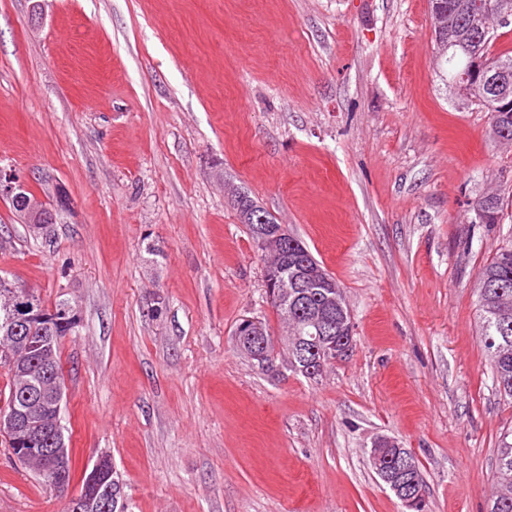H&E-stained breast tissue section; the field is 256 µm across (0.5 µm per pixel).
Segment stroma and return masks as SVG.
Here are the masks:
<instances>
[{"mask_svg":"<svg viewBox=\"0 0 512 512\" xmlns=\"http://www.w3.org/2000/svg\"><path fill=\"white\" fill-rule=\"evenodd\" d=\"M488 125L439 77L428 0H0V168L70 199L36 236L0 196V274L79 307L70 493L106 452L129 512H402L386 435L428 512H484L512 427L474 307L512 240L468 221L512 185ZM231 186L344 290L353 348L318 379L236 346L281 319ZM66 507L0 436V512ZM385 447L395 448V454L397 455L398 460L397 466L401 471L406 472L411 469V462L409 457L402 453L406 451V448H401V446L394 439L386 436H381L374 441L372 448L373 452L370 455V462L372 466L376 469L377 472L383 475L385 480L390 484V490L395 494V496L397 495L402 500L407 511H416V509H418L422 503V508L417 512H424L428 506L426 501L427 485L422 476L418 460L413 457V465L415 474H417L420 478L424 490L420 484L417 485V479H414L411 480L410 483L412 486L417 485V487L416 490L412 493L410 492V489L403 488V485H405L406 477L401 472L387 470L385 468V463H381L382 456L378 449ZM379 473L377 474L381 478ZM424 492L425 498L422 502L421 499L424 497Z\"/></svg>","mask_w":512,"mask_h":512,"instance_id":"obj_1","label":"stroma"}]
</instances>
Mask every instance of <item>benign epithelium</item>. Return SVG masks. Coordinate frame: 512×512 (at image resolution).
I'll list each match as a JSON object with an SVG mask.
<instances>
[{
	"instance_id": "benign-epithelium-1",
	"label": "benign epithelium",
	"mask_w": 512,
	"mask_h": 512,
	"mask_svg": "<svg viewBox=\"0 0 512 512\" xmlns=\"http://www.w3.org/2000/svg\"><path fill=\"white\" fill-rule=\"evenodd\" d=\"M459 10L468 14H490L503 24L512 21V0H463L459 3ZM454 89L461 99L468 102L477 101L480 92H492L496 94V100L501 102V111L512 110V70L490 68L484 58L477 55L471 57L466 73L460 77ZM0 195L21 204L22 216L29 229L36 234L45 232L56 221L55 211L47 208L40 197L28 195L27 187L2 171ZM255 238L267 257L264 278L270 302L286 307L288 300L296 298L295 290L299 288L333 287L330 279L317 269L308 271L301 278L288 275L287 261L282 259L288 254V230L285 225L257 224ZM0 286L7 289V298L13 308L12 329L15 333L10 346L0 348V359L12 364L20 352L29 357L42 354L53 345L54 337L45 335L48 329L57 324L72 332L80 326L77 305L70 303L58 311H47L39 304L32 290L20 288L4 279L0 281ZM310 322L318 328L321 339L325 340L318 359L319 368H324L327 361H335L348 354L353 344V322L349 311L343 308L340 315L333 318L319 309L312 312ZM334 327L343 336L339 343L330 341ZM36 330L39 331L38 336L28 335V332ZM235 335L254 338L267 335V331L259 319L245 316L236 327ZM238 346L241 352L258 364L267 368L273 366L275 354L261 351L246 341L238 342ZM63 396V388L41 383L25 393L22 405L0 413V433L15 438L20 459L39 464L40 472L51 475L55 486L61 484L72 470L60 417L50 415L52 411H62ZM370 462L409 512L421 506L424 490L415 479L411 481L416 486L415 491L405 487L404 472L411 469V462L394 439L386 436L377 438ZM111 473V458L106 454L99 456L90 469L83 495L68 499V512H91L97 503L102 505L104 512H108L112 501L118 500L119 496L109 481Z\"/></svg>"
}]
</instances>
